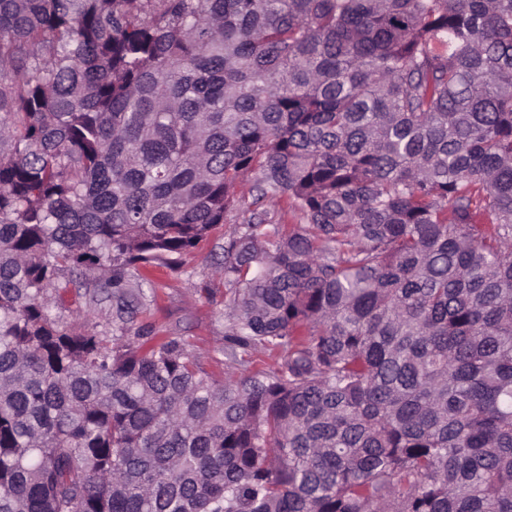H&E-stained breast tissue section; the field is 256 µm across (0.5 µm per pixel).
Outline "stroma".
<instances>
[{
    "instance_id": "stroma-1",
    "label": "stroma",
    "mask_w": 512,
    "mask_h": 512,
    "mask_svg": "<svg viewBox=\"0 0 512 512\" xmlns=\"http://www.w3.org/2000/svg\"><path fill=\"white\" fill-rule=\"evenodd\" d=\"M215 240L201 242L183 258L184 275L175 276L163 267L150 268L143 286V301L148 311L144 323L150 325L155 338L181 336L191 344L197 362L215 376L224 373V283L214 275L211 252ZM91 307V314L83 319L73 316L77 308ZM58 315L64 324L79 322L80 326L111 332L112 305L103 300L87 304L75 293H68Z\"/></svg>"
}]
</instances>
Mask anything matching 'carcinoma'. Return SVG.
<instances>
[{"label":"carcinoma","mask_w":512,"mask_h":512,"mask_svg":"<svg viewBox=\"0 0 512 512\" xmlns=\"http://www.w3.org/2000/svg\"><path fill=\"white\" fill-rule=\"evenodd\" d=\"M0 512H512V0H0ZM224 240L213 237L183 257L187 274L175 276L164 267L146 272L142 301L149 306L140 320L151 325L154 340L141 346L147 351L165 336H183L197 362L220 378L224 373V282L213 274L211 252ZM93 309L87 318H80L79 325L83 329H94L106 332L107 336H112V305L108 300H102L92 304Z\"/></svg>","instance_id":"carcinoma-1"}]
</instances>
